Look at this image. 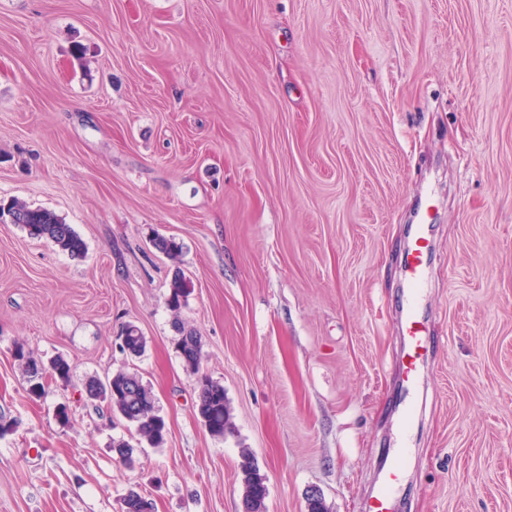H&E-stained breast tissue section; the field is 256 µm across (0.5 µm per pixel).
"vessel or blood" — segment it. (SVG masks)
<instances>
[{"mask_svg": "<svg viewBox=\"0 0 512 512\" xmlns=\"http://www.w3.org/2000/svg\"><path fill=\"white\" fill-rule=\"evenodd\" d=\"M429 227L415 225L404 255L403 271L407 288L401 303L402 400L398 415L400 428H408L414 416L413 398L419 384L421 364L429 351L427 328L419 312L422 287L427 279V261L432 250ZM403 447L388 450L380 463V478L369 505V512H393L402 470Z\"/></svg>", "mask_w": 512, "mask_h": 512, "instance_id": "obj_1", "label": "vessel or blood"}]
</instances>
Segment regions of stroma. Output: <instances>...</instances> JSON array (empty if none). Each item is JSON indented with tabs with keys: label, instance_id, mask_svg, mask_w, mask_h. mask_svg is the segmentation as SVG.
I'll list each match as a JSON object with an SVG mask.
<instances>
[{
	"label": "stroma",
	"instance_id": "stroma-1",
	"mask_svg": "<svg viewBox=\"0 0 512 512\" xmlns=\"http://www.w3.org/2000/svg\"><path fill=\"white\" fill-rule=\"evenodd\" d=\"M0 198L87 247L0 224V512H122L133 490L155 512H242L245 450L266 512H308L314 488L368 512L428 209L436 344L396 512H512V0H0ZM177 317L232 435L199 419ZM19 345L69 380L30 395ZM120 369L168 425L130 468L112 445L133 426L84 394ZM6 213L14 215L17 222L11 224H21L29 237L48 240L74 259L85 254L86 244L83 239L71 224H67L54 212L44 208H33L17 200L5 202L0 199V223L2 216L4 222L8 221ZM125 348H123V340L120 338V346L122 351L131 358L140 357L146 348V338L140 330L134 325H128L124 330Z\"/></svg>",
	"mask_w": 512,
	"mask_h": 512
}]
</instances>
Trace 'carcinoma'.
<instances>
[{"mask_svg": "<svg viewBox=\"0 0 512 512\" xmlns=\"http://www.w3.org/2000/svg\"><path fill=\"white\" fill-rule=\"evenodd\" d=\"M14 215L17 223L27 235L34 239L50 241L60 251L76 259L85 254L86 244L73 227L54 212L44 208H33L17 200L0 199V217ZM153 246L166 257L174 260L181 245L173 238L159 236L153 240ZM185 282L180 272H175L170 283L166 304L170 311L180 313L184 304ZM174 326L179 332L176 343L184 366L196 379L198 392L197 411L205 429L213 436L223 437L233 429L224 386L201 370L203 345L201 336L188 329L180 319ZM125 348L123 352L137 358L146 348V338L140 330L129 325L124 330ZM14 358L24 365L29 374L30 392L39 395L45 392V369L25 351L23 346L16 347ZM71 365L63 357L56 358L51 364L50 379L66 382L70 378ZM89 401L102 400L108 403L112 414L118 415L135 426L139 441L159 448L165 442L168 428L165 420L155 414L154 398L151 391L133 374L124 370L105 380L93 378L84 385ZM243 485L242 512H266V477L259 473L248 453H242L240 463ZM154 509L153 503L140 493L130 491L123 499V512H147Z\"/></svg>", "mask_w": 512, "mask_h": 512, "instance_id": "1", "label": "carcinoma"}]
</instances>
